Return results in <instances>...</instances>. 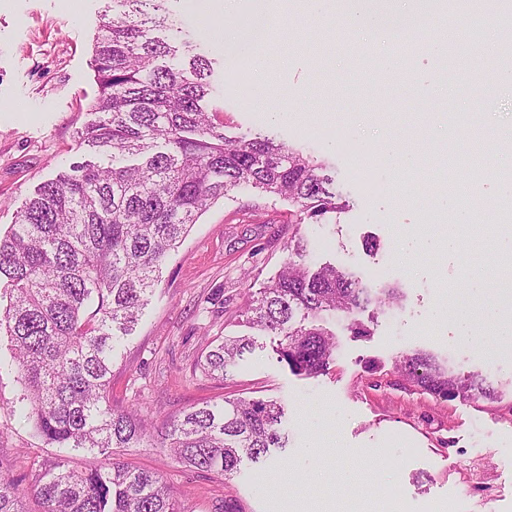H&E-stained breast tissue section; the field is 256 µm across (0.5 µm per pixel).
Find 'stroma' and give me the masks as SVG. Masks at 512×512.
Returning <instances> with one entry per match:
<instances>
[{
	"label": "stroma",
	"instance_id": "1",
	"mask_svg": "<svg viewBox=\"0 0 512 512\" xmlns=\"http://www.w3.org/2000/svg\"><path fill=\"white\" fill-rule=\"evenodd\" d=\"M233 2L229 13L217 0L169 3L212 62L217 89L209 111L227 136L272 135L325 161L347 208L340 224L295 226L291 202L249 188L212 205L163 266L150 305L112 366L113 408L142 409L157 424L185 408L240 396L277 400L284 447L228 479L189 470L157 441L123 449L122 460L163 476L183 512H223L228 502L238 512H387L383 491L391 485L403 492L407 512H512V357L463 342L435 322L449 287L468 278L460 257L401 251L405 233L446 222V182L497 197L496 153L485 154L482 170L467 164L476 132L493 143L512 129V89L471 83L504 63L493 52L501 37L488 0H469L465 14L483 45L458 39L448 52L441 45L450 26L444 15L400 51L386 37L349 30L337 12L314 13L306 0H288L259 59L245 61L249 68L263 61L265 83L252 77L244 86L219 36L208 33L216 19L243 29L249 2ZM106 4L0 0V233L40 183L89 158L77 133L97 94L91 57ZM388 54L398 59L390 69L382 64ZM434 77L442 90L418 96L417 87ZM272 108L284 111L282 121L268 119ZM384 138L419 155L413 175L378 155ZM365 159L374 192L360 175ZM297 232L308 243L311 268L354 270L370 284L404 292L400 303L330 317L336 353L328 374L315 378L279 362L277 336L239 324L250 295L287 263ZM370 236L383 245L378 254L365 250ZM355 321L370 324L371 335H352ZM244 333L255 344L223 380L196 371L211 339ZM416 351L438 356L458 374H481L496 399L445 401L414 390L396 363ZM16 376L1 330L0 475L19 481L25 512H39L34 480L56 451L13 416ZM349 470L358 473L357 484L346 483Z\"/></svg>",
	"mask_w": 512,
	"mask_h": 512
}]
</instances>
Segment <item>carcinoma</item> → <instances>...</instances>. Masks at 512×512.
<instances>
[{"mask_svg": "<svg viewBox=\"0 0 512 512\" xmlns=\"http://www.w3.org/2000/svg\"><path fill=\"white\" fill-rule=\"evenodd\" d=\"M110 2L92 56L97 119L77 131L99 161L41 183L0 234V327L10 336L21 415L43 443L60 449L38 476L41 512H181L166 481L116 458L117 449L151 438L142 412L108 404L124 334L172 252L229 192L246 187L286 199L296 206V224L337 220L345 204L325 162L268 136L224 133L205 106L212 61L191 52L177 26L166 39L150 34L167 0ZM290 251L283 270L249 300L246 323L281 336L277 354L292 372L317 377L336 350L330 316L403 294L331 265L311 269L301 236ZM252 346L245 335L215 337L196 368L222 378ZM399 370L436 399L494 395L480 376H459L426 354L402 356ZM283 415L277 402L255 397L192 406L165 424L162 444L189 469L230 477L284 447ZM79 449L106 462L74 469L65 452ZM0 512H24L15 483L3 476Z\"/></svg>", "mask_w": 512, "mask_h": 512, "instance_id": "cac0c4a2", "label": "carcinoma"}]
</instances>
